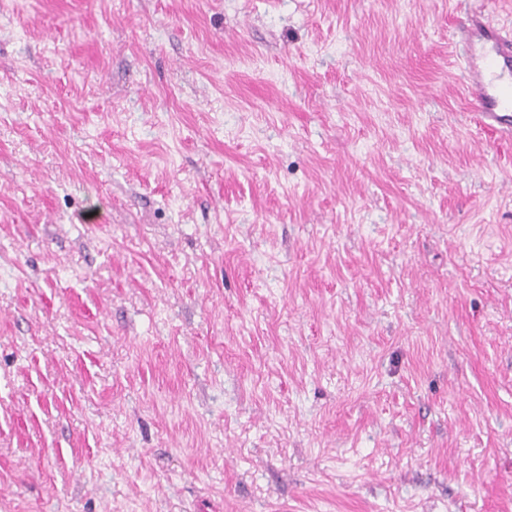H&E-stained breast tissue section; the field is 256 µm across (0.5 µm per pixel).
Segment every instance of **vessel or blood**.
<instances>
[{
    "label": "vessel or blood",
    "instance_id": "1",
    "mask_svg": "<svg viewBox=\"0 0 512 512\" xmlns=\"http://www.w3.org/2000/svg\"><path fill=\"white\" fill-rule=\"evenodd\" d=\"M457 44L476 126L490 137L512 131V39L490 26L477 8L459 26Z\"/></svg>",
    "mask_w": 512,
    "mask_h": 512
}]
</instances>
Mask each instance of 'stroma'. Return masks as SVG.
Returning a JSON list of instances; mask_svg holds the SVG:
<instances>
[{
    "label": "stroma",
    "mask_w": 512,
    "mask_h": 512,
    "mask_svg": "<svg viewBox=\"0 0 512 512\" xmlns=\"http://www.w3.org/2000/svg\"><path fill=\"white\" fill-rule=\"evenodd\" d=\"M512 0H0V512H512ZM456 37L476 126L489 137L512 131V39L490 26L479 8L467 14Z\"/></svg>",
    "instance_id": "35a3bbf8"
}]
</instances>
